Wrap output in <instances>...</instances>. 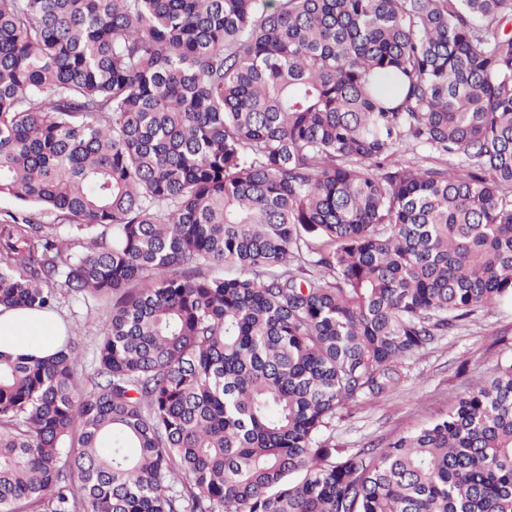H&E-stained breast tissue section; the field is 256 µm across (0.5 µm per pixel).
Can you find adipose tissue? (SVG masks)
Masks as SVG:
<instances>
[{"label": "adipose tissue", "instance_id": "obj_1", "mask_svg": "<svg viewBox=\"0 0 512 512\" xmlns=\"http://www.w3.org/2000/svg\"><path fill=\"white\" fill-rule=\"evenodd\" d=\"M66 334L64 324L49 311L0 310V349L14 355L46 358L55 354Z\"/></svg>", "mask_w": 512, "mask_h": 512}]
</instances>
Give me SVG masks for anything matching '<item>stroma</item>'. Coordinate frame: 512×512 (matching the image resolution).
<instances>
[{
  "label": "stroma",
  "mask_w": 512,
  "mask_h": 512,
  "mask_svg": "<svg viewBox=\"0 0 512 512\" xmlns=\"http://www.w3.org/2000/svg\"><path fill=\"white\" fill-rule=\"evenodd\" d=\"M108 304L61 294L56 314L75 329L81 356L78 376L93 371V352L101 339ZM512 355V300L505 298L444 337L411 364L402 384L389 396L336 421L330 432L337 445L358 449L420 428L448 408L469 382L498 359Z\"/></svg>",
  "instance_id": "obj_1"
}]
</instances>
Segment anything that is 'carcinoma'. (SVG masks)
I'll return each instance as SVG.
<instances>
[{"mask_svg": "<svg viewBox=\"0 0 512 512\" xmlns=\"http://www.w3.org/2000/svg\"><path fill=\"white\" fill-rule=\"evenodd\" d=\"M511 22L0 0V195L62 220L0 222V305L112 299L86 384L70 335L0 353V512H512V356L386 444L325 436L512 297Z\"/></svg>", "mask_w": 512, "mask_h": 512, "instance_id": "1", "label": "carcinoma"}]
</instances>
